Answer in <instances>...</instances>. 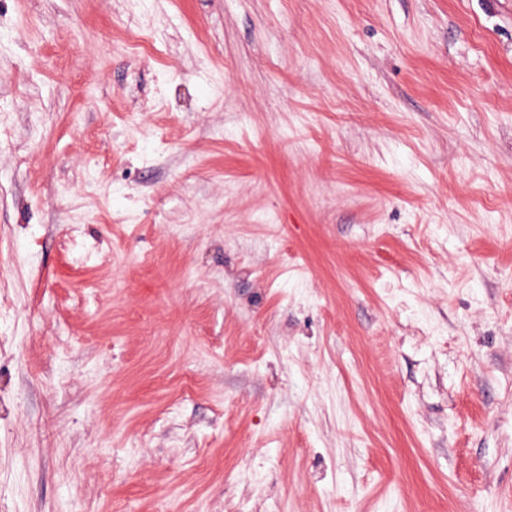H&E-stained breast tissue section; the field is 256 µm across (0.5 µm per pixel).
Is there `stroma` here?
I'll use <instances>...</instances> for the list:
<instances>
[{"instance_id": "1", "label": "stroma", "mask_w": 512, "mask_h": 512, "mask_svg": "<svg viewBox=\"0 0 512 512\" xmlns=\"http://www.w3.org/2000/svg\"><path fill=\"white\" fill-rule=\"evenodd\" d=\"M0 512H512V0H0Z\"/></svg>"}]
</instances>
